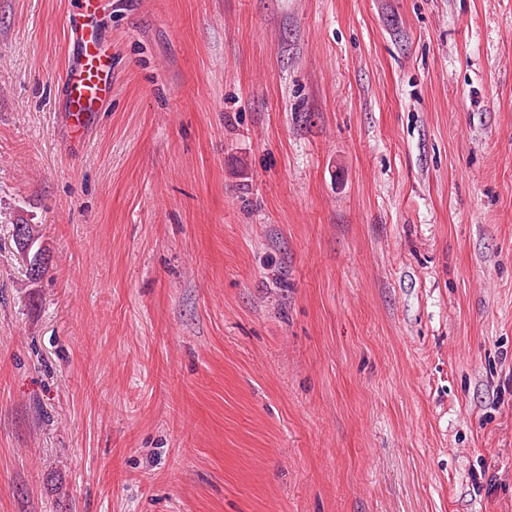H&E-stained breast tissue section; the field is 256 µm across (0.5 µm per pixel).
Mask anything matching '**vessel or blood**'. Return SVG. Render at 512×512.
I'll return each instance as SVG.
<instances>
[{"label":"vessel or blood","instance_id":"1","mask_svg":"<svg viewBox=\"0 0 512 512\" xmlns=\"http://www.w3.org/2000/svg\"><path fill=\"white\" fill-rule=\"evenodd\" d=\"M101 0H77L66 19L76 61L63 82L65 110L70 125L82 128L98 111L112 89V61L97 28Z\"/></svg>","mask_w":512,"mask_h":512}]
</instances>
